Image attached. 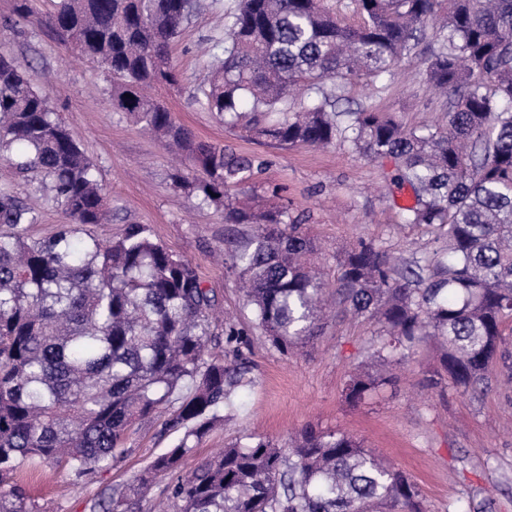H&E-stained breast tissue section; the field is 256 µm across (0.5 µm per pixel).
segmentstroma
<instances>
[{
  "instance_id": "35a3bbf8",
  "label": "stroma",
  "mask_w": 512,
  "mask_h": 512,
  "mask_svg": "<svg viewBox=\"0 0 512 512\" xmlns=\"http://www.w3.org/2000/svg\"><path fill=\"white\" fill-rule=\"evenodd\" d=\"M236 3L210 0L185 24L171 48L180 84L156 85L152 95L197 140L264 160L263 172L251 184L253 193L281 191L291 216L301 218L302 233L316 242L314 263L326 284L327 318L316 337L290 357L254 326L235 274L215 257L241 244L251 225L225 223L223 210L198 205L175 188L174 174L190 175V168L125 114L108 108L112 79L101 68L63 46L47 27L28 21L0 26V49L27 65L34 87L50 98L98 170L110 220L97 227V234L114 237L125 225H148L166 247L192 261L213 288L219 314L235 317L247 335L254 382L240 389L239 412L206 435L195 459L214 456L248 435L285 445L308 425L338 429L364 440L414 481L427 512H512V376L507 371H493L488 389L475 395L460 394L447 381L430 387L440 351L429 339L402 359L394 384L380 387L362 404L346 402L344 384L378 326L336 302L345 252L363 239L409 263L436 249V233L404 223L401 208L411 194L392 190L389 163L339 142L282 149L225 126L196 103L199 87L215 67L210 46L223 38L224 13ZM424 68L418 51L403 58L383 85L349 81L337 107L391 112L409 126L445 122L447 99L424 83ZM41 182L40 173H22L0 160V189L12 191L41 216L28 230L32 238L48 236L66 221L61 208L40 191ZM175 440L155 422L131 436L120 463L82 481L28 461L17 480L39 512H102L104 489L128 483Z\"/></svg>"
}]
</instances>
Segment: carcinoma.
Instances as JSON below:
<instances>
[{
	"instance_id": "cac0c4a2",
	"label": "carcinoma",
	"mask_w": 512,
	"mask_h": 512,
	"mask_svg": "<svg viewBox=\"0 0 512 512\" xmlns=\"http://www.w3.org/2000/svg\"><path fill=\"white\" fill-rule=\"evenodd\" d=\"M363 17L342 24L326 0H240L213 45L220 66L197 103L230 127L280 146L339 141L389 161L408 189L407 224L437 231L443 245L398 265L359 241L341 262L336 294L379 329L344 386L356 406L394 381L392 366L425 338L437 339L441 369L459 392L489 385L491 367L512 355V0H351ZM197 0H54L39 13L60 40L112 75L108 103L160 142L181 151L192 178L174 184L201 205L224 207L227 224L253 233L224 255L255 325L284 355L315 335L324 282L306 262L314 245L288 220V205L235 202L264 162L196 140L145 93L176 87L171 46ZM426 45L424 82L449 98L443 125L407 128L395 116L335 110V79L383 81ZM305 97L299 108L291 98ZM0 159L48 179L68 223L44 238L28 228L39 214L0 192V512H37L11 484L37 460L80 480L121 461L135 427L169 409L161 432L176 442L130 483L113 490L110 512H131L159 477H169L172 512H425L417 485L356 437L306 427L289 446L249 436L185 473L182 465L212 427L234 419L238 388L253 383L243 331L224 323L235 358L212 356L217 305L193 264L145 224L117 238L77 234L108 220L96 168L26 68L0 51Z\"/></svg>"
}]
</instances>
